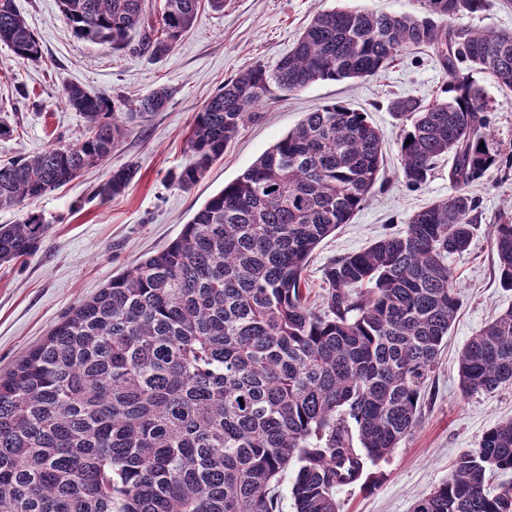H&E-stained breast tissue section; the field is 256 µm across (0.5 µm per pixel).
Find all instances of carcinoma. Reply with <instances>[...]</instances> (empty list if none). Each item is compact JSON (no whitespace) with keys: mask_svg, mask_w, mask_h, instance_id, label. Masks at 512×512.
Listing matches in <instances>:
<instances>
[{"mask_svg":"<svg viewBox=\"0 0 512 512\" xmlns=\"http://www.w3.org/2000/svg\"><path fill=\"white\" fill-rule=\"evenodd\" d=\"M416 13L319 11L272 69L256 64L194 113L192 161L170 184L191 190L274 92L366 79L401 53L427 46L448 75L429 104L396 98L405 122L401 178L423 187L452 156L455 193L416 212L405 230L323 269L322 305L302 273L314 249L370 199L383 159L368 113L324 105L209 197L161 252L72 308L0 376V512H276L281 476L294 467L295 512H338L336 490L365 460L387 455L417 425L422 391L461 302L448 256L465 252L477 220L469 187L499 162L488 104L469 72L512 91V32L447 24L486 0H417ZM73 33L130 55L165 56L194 26L200 0H59ZM0 41L22 61L39 39L0 0ZM175 89L134 102L68 85L83 139L0 162V265L34 255L49 234L29 208L101 165L124 136L123 116L163 111ZM130 162L96 195L122 194ZM500 282L512 289V222L491 227ZM469 394L512 385V308L483 326L459 357ZM361 451H356L354 441ZM512 419L460 453L448 480L413 512H512Z\"/></svg>","mask_w":512,"mask_h":512,"instance_id":"obj_1","label":"carcinoma"}]
</instances>
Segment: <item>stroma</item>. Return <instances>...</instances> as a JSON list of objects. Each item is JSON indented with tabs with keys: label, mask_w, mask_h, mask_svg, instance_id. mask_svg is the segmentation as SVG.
Masks as SVG:
<instances>
[{
	"label": "stroma",
	"mask_w": 512,
	"mask_h": 512,
	"mask_svg": "<svg viewBox=\"0 0 512 512\" xmlns=\"http://www.w3.org/2000/svg\"><path fill=\"white\" fill-rule=\"evenodd\" d=\"M14 6L38 36L42 57L23 63L0 43V115H8L15 128L11 137H0V161L84 137L83 116L62 101L69 84L130 99L165 85L175 96L164 111L128 121L126 136L102 165L33 202L50 231L34 256L0 266V374L41 343L79 301L177 239L210 196L322 105L343 102L368 113L384 136V150L373 197L308 259L303 278L311 305H321L327 292L322 271L330 260L403 231L411 215L455 192L448 156L438 160L420 189L407 188L398 177L402 124L391 101L412 97L427 103L443 96L448 82L439 58L424 46L410 48L377 77L320 82L266 100L259 118L243 124L223 158L191 191L169 184L171 173L191 160L187 138L194 111L240 71L258 63L274 67L316 12L359 7L413 13L417 0H225L223 11L201 10L189 34L158 60L77 38L58 0H14ZM451 23L512 31V0H488L482 11ZM472 78L491 106L502 163L472 186L479 200L477 226L468 250L448 258L462 307L427 381L417 427L387 457L366 461L356 483L337 491L339 512H412L447 479L460 452L476 449L487 429L512 418V385L466 394L458 375V356L470 338L512 307V290L501 285L491 243L492 225L512 219V92L487 74L476 72ZM131 161L139 171L124 193L106 201L95 198L93 190L106 174Z\"/></svg>",
	"instance_id": "1"
}]
</instances>
